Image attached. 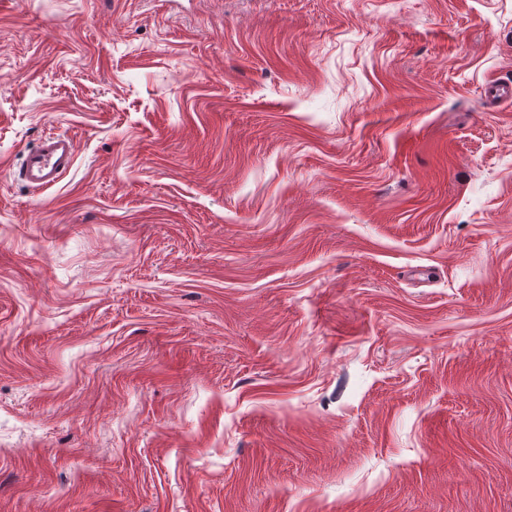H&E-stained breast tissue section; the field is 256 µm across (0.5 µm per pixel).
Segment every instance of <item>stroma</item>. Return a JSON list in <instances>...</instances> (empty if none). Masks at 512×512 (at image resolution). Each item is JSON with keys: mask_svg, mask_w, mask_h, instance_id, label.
<instances>
[{"mask_svg": "<svg viewBox=\"0 0 512 512\" xmlns=\"http://www.w3.org/2000/svg\"><path fill=\"white\" fill-rule=\"evenodd\" d=\"M502 79L512 0H0V512H512ZM76 160V144L71 136L50 134L23 158L20 176L32 188L48 189L68 174Z\"/></svg>", "mask_w": 512, "mask_h": 512, "instance_id": "stroma-1", "label": "stroma"}]
</instances>
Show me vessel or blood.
<instances>
[{
  "mask_svg": "<svg viewBox=\"0 0 512 512\" xmlns=\"http://www.w3.org/2000/svg\"><path fill=\"white\" fill-rule=\"evenodd\" d=\"M75 160L74 139L68 135L50 134L25 154L20 175L30 187L48 189L72 170Z\"/></svg>",
  "mask_w": 512,
  "mask_h": 512,
  "instance_id": "b4317fda",
  "label": "vessel or blood"
}]
</instances>
